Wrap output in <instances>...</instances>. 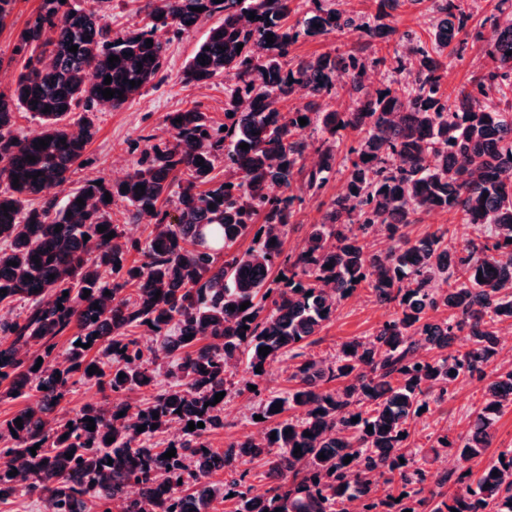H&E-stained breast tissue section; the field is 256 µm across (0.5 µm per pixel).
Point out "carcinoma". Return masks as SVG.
Wrapping results in <instances>:
<instances>
[{
    "mask_svg": "<svg viewBox=\"0 0 512 512\" xmlns=\"http://www.w3.org/2000/svg\"><path fill=\"white\" fill-rule=\"evenodd\" d=\"M101 2L40 0L12 50L24 59L23 71L0 91V241L7 243L0 248V290H7L0 306L30 302L24 317L0 319V336L13 337L7 347L0 341V384L11 396L31 398L0 422V503L24 493L46 512H112L113 505L119 512H184L188 503L210 512L233 496L234 512H347L352 501L361 512H512L511 450L459 475L455 483L464 489L428 493L427 458L410 448L408 436L421 409L477 380L482 398L468 429L436 435L431 451L480 460L512 406V369L497 363L498 326L512 325V0H499V17L481 37V70L451 90L448 69L467 45L463 0H433L429 48L404 34V52L391 58L351 49L297 60L290 54L300 38L346 30L381 52L396 36L384 22L386 9L400 0H380L368 21L324 0H312L310 16L295 21L294 0H147L144 25L115 36L99 23ZM251 12L258 18L249 19ZM216 15L219 23L183 80L203 86L234 74L224 124L196 107L168 112L172 140L145 138L125 179L111 186L87 180L62 202L45 196L65 189L96 134L86 115L77 130L68 129L70 113L122 107L161 72L172 39ZM73 45L75 53L68 51ZM112 55L120 58L113 66ZM377 66L390 79L372 92L367 82ZM106 88L122 95L105 99ZM301 89L309 101L289 106ZM338 89L352 97L347 110L329 103ZM22 111L40 120V132L17 137ZM47 137V147H34ZM346 137L356 146L344 161L343 191L299 250L284 253L296 215L294 186L301 180L318 194L336 174ZM311 152L318 161L309 166ZM219 163L224 181L216 183ZM272 184L290 195H270ZM139 185L145 193L135 192ZM107 193L127 203L130 220H155L145 241L112 223ZM36 197L42 202L33 206ZM171 199L168 211L163 205ZM429 212L450 213L485 238L460 244L441 227L410 238L406 228ZM249 234L250 246L231 252ZM283 267L285 279L274 281ZM359 288L390 308L389 317L371 336L340 344L332 361L310 354L313 337ZM137 327L151 333V345L129 333ZM69 331L62 363L54 339ZM461 333L469 346L448 351ZM265 346L263 356L258 349ZM178 349L172 382L149 401H115L108 410L86 405L64 421L53 416L73 376L115 394L148 388L157 361ZM278 357L291 361L288 396L252 391L253 380L239 389L257 401L254 414L263 420L254 424L264 442L211 447L207 437L224 427V402H210L228 392L232 369L244 362L260 378L255 369ZM87 417L95 430L87 429ZM190 421L204 427L191 431ZM175 423L179 438L157 447L153 439ZM172 448L175 457L164 458ZM244 456L264 462L261 487L240 490L242 476L211 480ZM18 463L22 481L9 475ZM131 486L134 497L126 496Z\"/></svg>",
    "mask_w": 512,
    "mask_h": 512,
    "instance_id": "obj_1",
    "label": "carcinoma"
}]
</instances>
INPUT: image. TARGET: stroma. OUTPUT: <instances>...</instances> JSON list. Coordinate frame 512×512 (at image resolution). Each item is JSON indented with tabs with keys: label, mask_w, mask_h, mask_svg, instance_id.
<instances>
[{
	"label": "stroma",
	"mask_w": 512,
	"mask_h": 512,
	"mask_svg": "<svg viewBox=\"0 0 512 512\" xmlns=\"http://www.w3.org/2000/svg\"><path fill=\"white\" fill-rule=\"evenodd\" d=\"M39 3L40 0H16L11 17L0 28L2 91L11 88L21 71L22 62L12 59L11 51L19 32ZM142 3L143 0H104L99 12L100 22L116 34L141 27L143 15L139 8ZM469 10V41L463 62L448 72L447 82L451 85L463 82L467 74L475 69L473 53L478 46L477 38L489 33L491 22L498 13V0H469ZM209 27V22H202L189 34L172 42L158 80L146 85L132 102L118 109L93 113L97 134L88 145L83 162L75 165L71 171L69 187L80 186L89 179H101L108 183L123 180L135 169L145 145V137H152L157 143L168 140L169 133L164 123L166 113L196 104L211 121L223 123L224 89L233 82L231 74L219 76L201 87L188 86L183 82L184 66L205 39ZM345 178V173H337L320 195L305 197L303 202L296 204L295 222L285 240L286 252L297 251L311 224L319 219L325 203L341 191ZM388 315L387 307L377 304L367 291L357 290L341 302L335 319L317 335L311 350L324 356L333 355L348 338L370 335ZM481 388V383L477 381H466L457 385L444 402L431 404L429 411L412 426L415 445L426 449L430 446V434L464 430L469 415L480 399ZM113 398L109 388L76 376L56 414L69 417L88 404L111 405ZM251 404V396L247 393L225 403L224 426L209 437L212 447L225 448L229 443L240 441L254 432L255 426L249 420Z\"/></svg>",
	"instance_id": "obj_1"
}]
</instances>
